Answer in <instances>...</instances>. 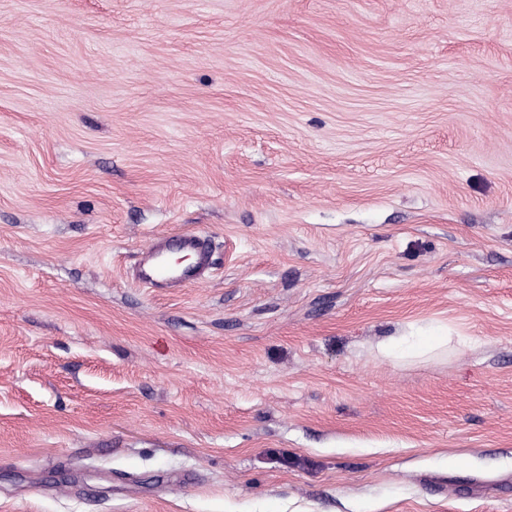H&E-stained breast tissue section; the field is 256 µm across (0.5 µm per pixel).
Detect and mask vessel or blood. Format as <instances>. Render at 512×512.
I'll use <instances>...</instances> for the list:
<instances>
[{"instance_id":"1","label":"vessel or blood","mask_w":512,"mask_h":512,"mask_svg":"<svg viewBox=\"0 0 512 512\" xmlns=\"http://www.w3.org/2000/svg\"><path fill=\"white\" fill-rule=\"evenodd\" d=\"M211 265L208 241L183 234L173 241L159 239L150 249L149 260L141 263L138 278L152 286L167 281L192 283L204 279Z\"/></svg>"}]
</instances>
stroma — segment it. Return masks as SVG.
Returning a JSON list of instances; mask_svg holds the SVG:
<instances>
[{
    "label": "stroma",
    "mask_w": 512,
    "mask_h": 512,
    "mask_svg": "<svg viewBox=\"0 0 512 512\" xmlns=\"http://www.w3.org/2000/svg\"><path fill=\"white\" fill-rule=\"evenodd\" d=\"M0 512H512V0H0ZM173 243L177 251L190 256V262L183 267L169 269L162 263V257L166 251L172 250ZM150 259L140 261V273L138 279L155 287L156 284L175 281L179 283H194L205 278L212 265V256L209 243L197 234H182L169 240L161 238L150 249ZM451 338L452 336H414L413 333H402L379 343L378 351L382 355L400 358L424 356L444 349Z\"/></svg>",
    "instance_id": "stroma-1"
}]
</instances>
